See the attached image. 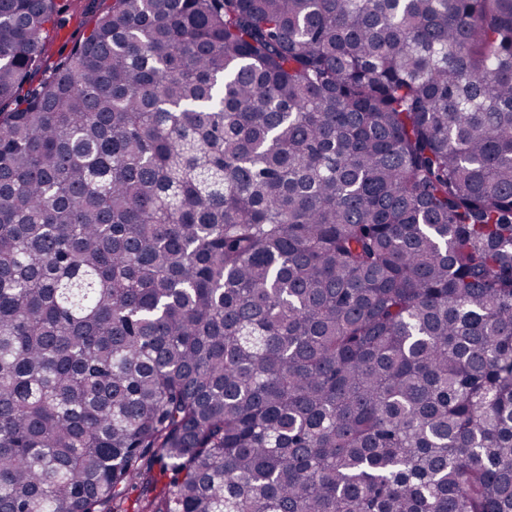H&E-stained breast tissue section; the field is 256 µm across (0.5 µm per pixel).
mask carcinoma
<instances>
[{"label":"carcinoma","mask_w":512,"mask_h":512,"mask_svg":"<svg viewBox=\"0 0 512 512\" xmlns=\"http://www.w3.org/2000/svg\"><path fill=\"white\" fill-rule=\"evenodd\" d=\"M60 15L0 0V512H512V0H111L36 84Z\"/></svg>","instance_id":"obj_1"}]
</instances>
